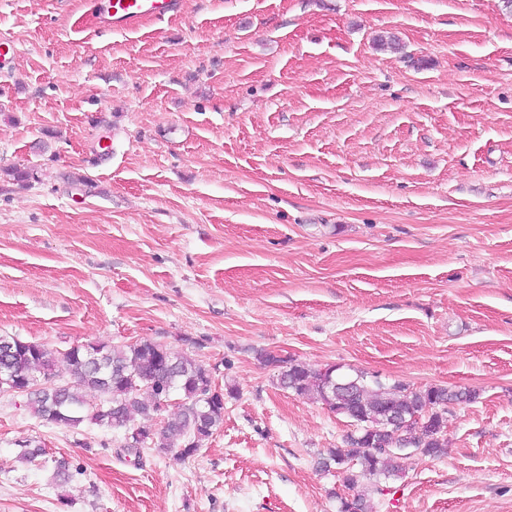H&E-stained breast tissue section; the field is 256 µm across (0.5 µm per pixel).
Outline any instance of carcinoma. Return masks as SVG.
Returning <instances> with one entry per match:
<instances>
[{
	"label": "carcinoma",
	"mask_w": 512,
	"mask_h": 512,
	"mask_svg": "<svg viewBox=\"0 0 512 512\" xmlns=\"http://www.w3.org/2000/svg\"><path fill=\"white\" fill-rule=\"evenodd\" d=\"M71 378L59 382L53 367L55 352L17 336H0V386L25 389L27 404L45 421L76 426L84 420L83 392L101 397L90 419L97 425L125 429L127 447L151 444L159 453L193 456L203 440L224 423V395L213 387L211 371L195 358L171 352L152 341L115 346L105 342L72 347L62 353ZM260 361L278 371L277 383L296 395L321 401L331 411L351 420L355 430L344 447L330 448L319 458L322 469L340 470L348 489L363 479L397 477L406 451L439 455L447 448L448 408L474 402L478 393L467 388L435 385L422 389L404 384L384 385L355 371L341 375L326 367L313 370L294 359L259 353ZM178 393L173 416L157 427L159 403ZM370 499L354 494L340 501V512H371Z\"/></svg>",
	"instance_id": "1"
}]
</instances>
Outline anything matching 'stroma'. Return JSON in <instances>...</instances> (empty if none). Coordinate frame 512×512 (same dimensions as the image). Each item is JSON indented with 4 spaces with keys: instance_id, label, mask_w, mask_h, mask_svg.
<instances>
[{
    "instance_id": "obj_1",
    "label": "stroma",
    "mask_w": 512,
    "mask_h": 512,
    "mask_svg": "<svg viewBox=\"0 0 512 512\" xmlns=\"http://www.w3.org/2000/svg\"><path fill=\"white\" fill-rule=\"evenodd\" d=\"M1 40L0 336L154 341L236 395L177 461L1 394L0 512H339L317 462L351 422L260 350L476 390L373 512H512L502 0H183L130 31L87 0H0ZM26 440L45 455L19 460Z\"/></svg>"
}]
</instances>
